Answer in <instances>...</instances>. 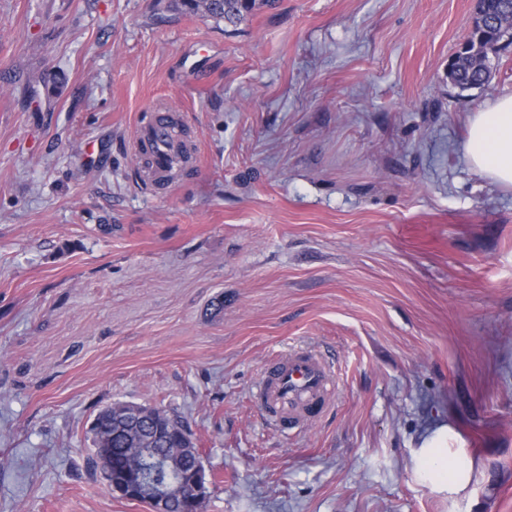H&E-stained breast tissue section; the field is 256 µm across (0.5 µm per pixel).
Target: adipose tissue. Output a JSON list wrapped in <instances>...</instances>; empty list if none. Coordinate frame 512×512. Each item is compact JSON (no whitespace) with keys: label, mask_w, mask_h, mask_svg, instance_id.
<instances>
[{"label":"adipose tissue","mask_w":512,"mask_h":512,"mask_svg":"<svg viewBox=\"0 0 512 512\" xmlns=\"http://www.w3.org/2000/svg\"><path fill=\"white\" fill-rule=\"evenodd\" d=\"M463 148L473 170L512 190V95L488 102L470 117ZM447 436L443 426L424 440L416 453V470L436 489L457 493L468 485L472 462L463 451L448 453Z\"/></svg>","instance_id":"ef3b65f1"}]
</instances>
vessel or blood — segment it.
Returning <instances> with one entry per match:
<instances>
[{"instance_id": "1", "label": "vessel or blood", "mask_w": 512, "mask_h": 512, "mask_svg": "<svg viewBox=\"0 0 512 512\" xmlns=\"http://www.w3.org/2000/svg\"><path fill=\"white\" fill-rule=\"evenodd\" d=\"M182 120L180 113L161 106L136 128L133 150L147 154L144 175L152 183L171 182L192 159L191 148H177L171 141L174 125ZM334 394V380L324 361L308 353L270 360L257 389L258 401L283 434L315 420Z\"/></svg>"}]
</instances>
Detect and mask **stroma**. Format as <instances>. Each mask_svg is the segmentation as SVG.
<instances>
[{
    "label": "stroma",
    "mask_w": 512,
    "mask_h": 512,
    "mask_svg": "<svg viewBox=\"0 0 512 512\" xmlns=\"http://www.w3.org/2000/svg\"><path fill=\"white\" fill-rule=\"evenodd\" d=\"M472 14L0 0V512H148L87 469L116 402L188 426L203 512H512V190L462 151L512 45L452 84ZM160 105L194 153L164 191L132 150ZM294 350L338 387L283 435L255 394ZM442 426L453 495L415 472ZM181 11L201 14L213 19H225L231 23L242 22L255 9L257 3L271 6L273 0H176Z\"/></svg>",
    "instance_id": "1"
}]
</instances>
